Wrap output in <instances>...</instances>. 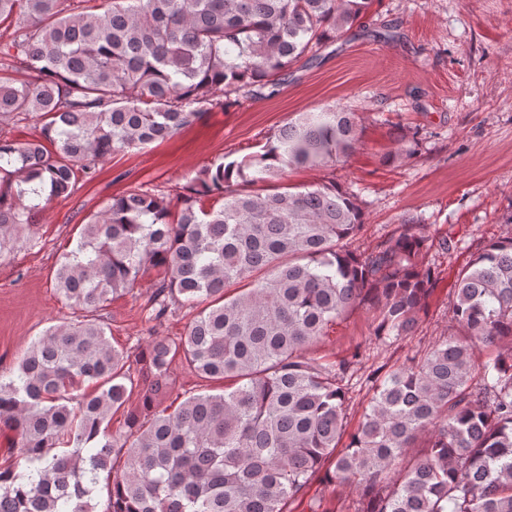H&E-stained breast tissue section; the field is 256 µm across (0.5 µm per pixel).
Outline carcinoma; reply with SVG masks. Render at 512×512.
I'll return each instance as SVG.
<instances>
[{
    "mask_svg": "<svg viewBox=\"0 0 512 512\" xmlns=\"http://www.w3.org/2000/svg\"><path fill=\"white\" fill-rule=\"evenodd\" d=\"M369 4L0 0L10 30L0 124L39 125L25 142L0 134V251L24 241L42 201L69 195L113 152L169 138L210 106L275 93ZM359 135L353 112H304L261 151L205 166L185 192L136 187L85 218L55 285L90 317L46 329L0 381V429L13 433L0 512H95L103 480L106 512H287L327 462L325 478L356 491L357 512H512V237L458 272L457 331L387 372L356 430L342 381L359 352L337 366L308 356L356 308L375 315L376 340L408 335L437 279L417 225L362 254L351 249L365 228L353 194L278 184L290 169L348 158ZM147 265L162 274L147 321L174 305L197 314L184 336H153L132 360L95 313ZM178 357L232 386L158 409ZM134 364L141 409L114 436ZM61 444L70 451L55 452ZM412 448L421 452L396 469Z\"/></svg>",
    "mask_w": 512,
    "mask_h": 512,
    "instance_id": "1",
    "label": "carcinoma"
}]
</instances>
